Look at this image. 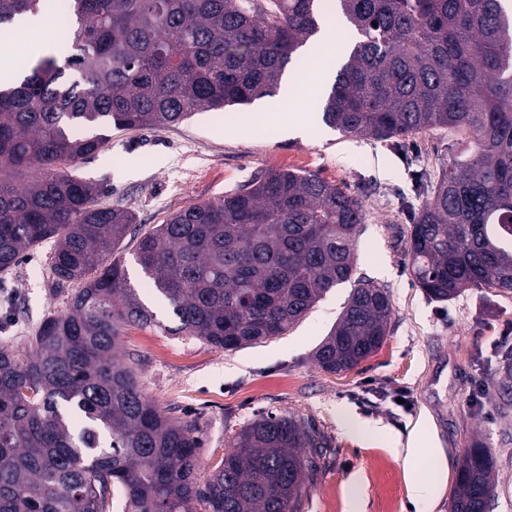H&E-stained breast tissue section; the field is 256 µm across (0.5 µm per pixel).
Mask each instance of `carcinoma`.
Here are the masks:
<instances>
[{
	"instance_id": "obj_1",
	"label": "carcinoma",
	"mask_w": 512,
	"mask_h": 512,
	"mask_svg": "<svg viewBox=\"0 0 512 512\" xmlns=\"http://www.w3.org/2000/svg\"><path fill=\"white\" fill-rule=\"evenodd\" d=\"M64 61L46 54L0 88V272L53 240L51 271L76 282L19 358L0 345V512H300L328 441L268 413L241 428L199 482L195 422L162 413L121 362L130 327L157 324L116 251L134 215L96 203L72 166L106 138L272 95L326 14L354 39L322 106L344 134L405 140L431 127L461 141L408 239L415 284L438 302L512 291V9L507 0H69ZM47 0H0V33ZM361 202L313 174L273 171L172 214L136 262L177 330L227 351L286 334L351 283L314 352L345 373L382 344L388 288L357 275ZM494 463L480 443L458 466L452 512H490Z\"/></svg>"
}]
</instances>
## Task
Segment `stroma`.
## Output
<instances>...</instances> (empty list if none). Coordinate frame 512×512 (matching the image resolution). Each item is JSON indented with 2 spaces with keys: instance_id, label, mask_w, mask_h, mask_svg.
Returning <instances> with one entry per match:
<instances>
[{
  "instance_id": "35a3bbf8",
  "label": "stroma",
  "mask_w": 512,
  "mask_h": 512,
  "mask_svg": "<svg viewBox=\"0 0 512 512\" xmlns=\"http://www.w3.org/2000/svg\"><path fill=\"white\" fill-rule=\"evenodd\" d=\"M260 107L256 101L201 112L148 130L110 128L102 151L75 166L77 176L100 184L99 205L135 215L117 253L131 285L150 287L135 259L138 238L173 213L233 193L265 171L310 173L343 187L364 208L357 272L389 289L388 334L357 367L336 375L319 368L313 353L349 285L331 290L286 335L237 351L177 334L172 311L151 297L157 325L129 328L122 339L144 396L167 415L196 422L203 480L259 416L313 420L329 446L301 495V512H450L456 469L477 441L494 460L493 512H512V389L502 384L512 359V292L472 288L437 302L408 270L413 218L457 152L455 137L433 128L399 148L341 135L320 120L304 134L286 135L256 119ZM52 251L44 242L0 273V343L21 355L45 318L67 310L75 290L55 282ZM409 448L441 455L430 501L411 498Z\"/></svg>"
}]
</instances>
